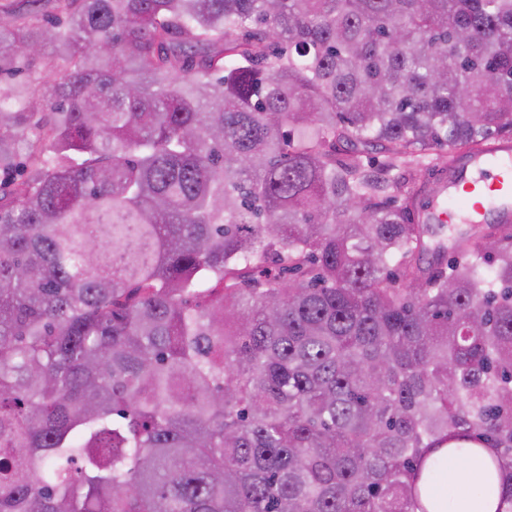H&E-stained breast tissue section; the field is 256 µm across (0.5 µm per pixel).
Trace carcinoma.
Instances as JSON below:
<instances>
[{
  "label": "carcinoma",
  "instance_id": "carcinoma-1",
  "mask_svg": "<svg viewBox=\"0 0 512 512\" xmlns=\"http://www.w3.org/2000/svg\"><path fill=\"white\" fill-rule=\"evenodd\" d=\"M55 9L0 3V512H512V224L424 266L388 177L512 136V0ZM46 63H49L48 66H45ZM64 69L65 63L60 59H53L51 62L40 60L37 68L39 80L35 86L37 91L43 93L47 87L52 85L53 81Z\"/></svg>",
  "mask_w": 512,
  "mask_h": 512
}]
</instances>
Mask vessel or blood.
I'll list each match as a JSON object with an SVG mask.
<instances>
[{
    "label": "vessel or blood",
    "instance_id": "1",
    "mask_svg": "<svg viewBox=\"0 0 512 512\" xmlns=\"http://www.w3.org/2000/svg\"><path fill=\"white\" fill-rule=\"evenodd\" d=\"M445 210L427 205L423 220L468 224L512 223V141L492 139L453 165L442 180Z\"/></svg>",
    "mask_w": 512,
    "mask_h": 512
}]
</instances>
